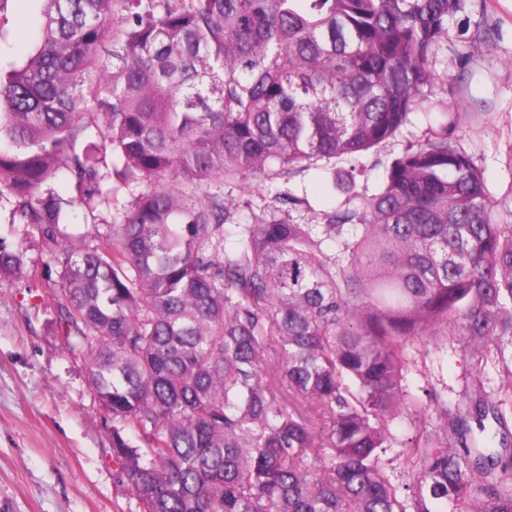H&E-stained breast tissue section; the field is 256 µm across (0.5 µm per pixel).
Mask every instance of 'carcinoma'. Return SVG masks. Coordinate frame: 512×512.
Returning a JSON list of instances; mask_svg holds the SVG:
<instances>
[{"label": "carcinoma", "instance_id": "1", "mask_svg": "<svg viewBox=\"0 0 512 512\" xmlns=\"http://www.w3.org/2000/svg\"><path fill=\"white\" fill-rule=\"evenodd\" d=\"M44 3L41 46L0 72V195L52 240L89 225L51 260L117 486L142 512H512V210L454 113L411 131L447 104L439 57L470 56L449 25L471 0ZM328 167L344 199L283 219L313 210L288 184ZM61 174L76 195L43 190ZM113 179L138 193L102 232ZM248 179L274 194L245 221L224 185ZM21 270L0 236V276ZM450 336L454 409L404 390Z\"/></svg>", "mask_w": 512, "mask_h": 512}]
</instances>
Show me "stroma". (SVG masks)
<instances>
[{
    "label": "stroma",
    "mask_w": 512,
    "mask_h": 512,
    "mask_svg": "<svg viewBox=\"0 0 512 512\" xmlns=\"http://www.w3.org/2000/svg\"><path fill=\"white\" fill-rule=\"evenodd\" d=\"M42 0H0V71L24 64L42 40ZM499 38L467 65L441 58L455 85L448 100L457 143L480 158L493 196L512 203V0H486L460 15L450 34L457 48L484 28ZM0 235L19 248L23 274L0 277V512H140L114 483L112 419L95 402L84 359L61 345L55 292L58 245L28 224L11 221L0 202ZM406 390L433 386L449 403L466 382L458 342L431 350L406 376Z\"/></svg>",
    "instance_id": "35a3bbf8"
}]
</instances>
